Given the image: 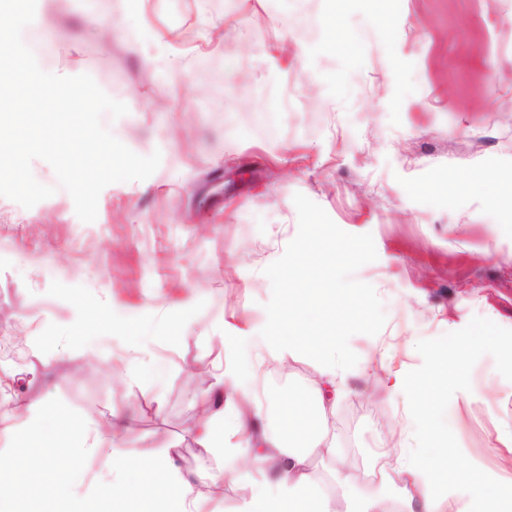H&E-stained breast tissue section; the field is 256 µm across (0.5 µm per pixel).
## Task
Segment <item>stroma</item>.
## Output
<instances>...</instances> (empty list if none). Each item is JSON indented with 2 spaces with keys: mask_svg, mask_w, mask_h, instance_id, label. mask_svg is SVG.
Returning a JSON list of instances; mask_svg holds the SVG:
<instances>
[{
  "mask_svg": "<svg viewBox=\"0 0 512 512\" xmlns=\"http://www.w3.org/2000/svg\"><path fill=\"white\" fill-rule=\"evenodd\" d=\"M327 0H37L23 40L39 66L91 75L127 115L104 125L133 152L162 155L143 181L103 189L94 222L55 187L32 208L0 197V376L48 396L78 422L123 425L83 460L94 479L119 455L173 451L196 475L200 512H239L249 483L198 442L218 398L277 399L309 387L317 362L269 356L266 314L294 238H353L361 261L336 287L364 296L373 329L352 328L330 354L345 388L325 421L344 471L363 491L382 463L392 480L418 447L411 392L433 348L471 340L464 379L449 380L436 426L457 461L512 478V0H347L348 53L325 47ZM493 178L475 190L473 171ZM126 329L71 345L76 299ZM190 316L168 337L166 312ZM252 342L226 348L224 332ZM51 336L52 345L38 344ZM237 374L217 390L216 366ZM388 453L375 460L371 450ZM223 474L206 492L201 468Z\"/></svg>",
  "mask_w": 512,
  "mask_h": 512,
  "instance_id": "stroma-1",
  "label": "stroma"
}]
</instances>
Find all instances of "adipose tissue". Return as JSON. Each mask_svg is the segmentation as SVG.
<instances>
[{
	"label": "adipose tissue",
	"instance_id": "1",
	"mask_svg": "<svg viewBox=\"0 0 512 512\" xmlns=\"http://www.w3.org/2000/svg\"><path fill=\"white\" fill-rule=\"evenodd\" d=\"M291 253L293 262L284 273L290 286L266 318L267 351L283 361L304 350L316 358L320 375L330 376L334 370L327 356L342 346L352 321L370 323L364 299L336 288L330 276L338 259L355 260L362 248L352 239L338 246L308 237L293 239ZM472 351V344L462 340L438 349L425 373L394 374L392 390L414 394L410 414L428 447L404 463L403 485L397 490L385 483L376 491H361L339 470V496H327L310 482L311 452H319L337 469L340 464L337 448L315 421L331 412L333 401L295 392L283 407L280 435L260 438L253 426L264 415L262 403L252 402L247 411L228 403L219 425L206 426L204 436L230 459L254 456L261 464L258 473L247 477L252 494L241 512H443L451 499L456 512H512V491L489 495L480 470L457 465V448L430 421L448 393L449 377L465 376ZM19 408L30 417L12 431L18 454L8 464L0 463V512H198L194 481L174 472L167 448L149 458L113 459L108 473L96 478L95 491L78 495L72 487L84 476L82 461L111 441V421L88 430L52 398L17 396L0 404V422Z\"/></svg>",
	"mask_w": 512,
	"mask_h": 512
}]
</instances>
